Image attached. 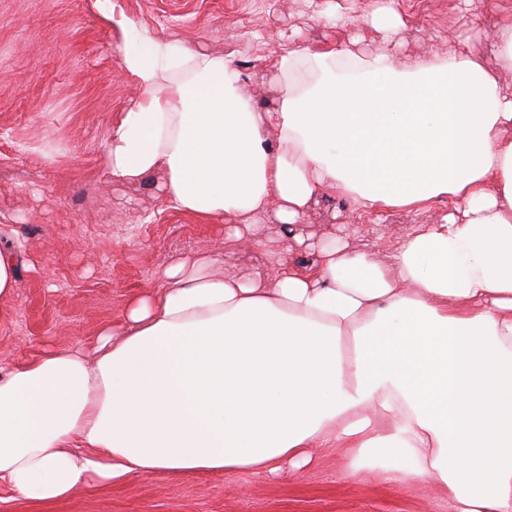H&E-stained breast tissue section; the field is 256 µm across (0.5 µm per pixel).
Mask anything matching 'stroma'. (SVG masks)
Listing matches in <instances>:
<instances>
[{
  "label": "stroma",
  "instance_id": "stroma-1",
  "mask_svg": "<svg viewBox=\"0 0 512 512\" xmlns=\"http://www.w3.org/2000/svg\"><path fill=\"white\" fill-rule=\"evenodd\" d=\"M405 3L407 53L445 54L467 38L493 57L497 15L488 0H474L473 25L458 0ZM108 9L149 35L233 54L263 107L282 99L270 62L283 29L299 28L309 44L346 38L315 20L309 0H0V233L26 248L0 323L2 370L49 348H92L98 330L119 322L132 297L156 290L177 260L214 255L230 274L269 263L266 249L226 237L222 223L168 209L161 175L107 181L108 133L138 96L117 60L123 32L105 19ZM445 209L437 202L371 224L327 197L306 221L322 235L346 225L351 243L367 249L438 223ZM391 463L377 467L369 455L323 448L308 466L274 477L140 474L49 502L1 485L0 512H448L432 482L397 479L403 457Z\"/></svg>",
  "mask_w": 512,
  "mask_h": 512
}]
</instances>
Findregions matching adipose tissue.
<instances>
[{
  "mask_svg": "<svg viewBox=\"0 0 512 512\" xmlns=\"http://www.w3.org/2000/svg\"><path fill=\"white\" fill-rule=\"evenodd\" d=\"M317 21L347 43L283 33L278 107L243 90L234 57L129 31L139 97L111 129L109 180L163 173L168 208L224 221L257 244V218L310 260L238 276L181 259L162 288L103 327L94 355L48 350L0 373V483L31 500L134 474L277 472L314 448L402 452L448 512H512V8L488 64L470 41L399 53L396 0ZM382 51L363 50L364 29ZM338 196L361 217L437 201L390 250L319 236L305 216Z\"/></svg>",
  "mask_w": 512,
  "mask_h": 512,
  "instance_id": "ef3b65f1",
  "label": "adipose tissue"
}]
</instances>
